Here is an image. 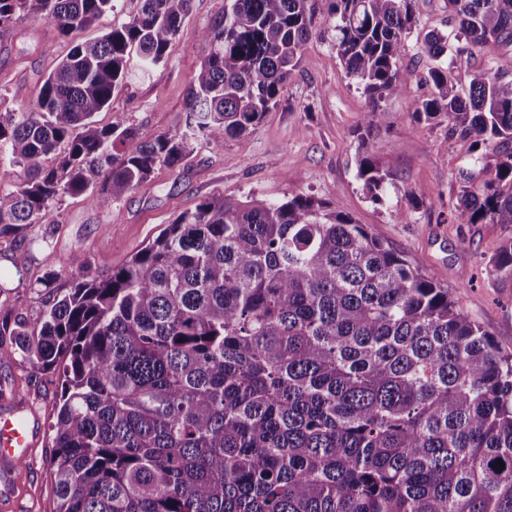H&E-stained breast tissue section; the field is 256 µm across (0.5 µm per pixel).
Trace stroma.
Here are the masks:
<instances>
[{"label": "stroma", "instance_id": "obj_1", "mask_svg": "<svg viewBox=\"0 0 512 512\" xmlns=\"http://www.w3.org/2000/svg\"><path fill=\"white\" fill-rule=\"evenodd\" d=\"M226 3L192 0L181 35L149 72H141L139 56L131 55L127 85L113 96L111 109L96 114L98 125L122 114L141 142L178 127L204 55L195 35L223 14ZM140 7L141 0H116L93 26L66 38L39 17L0 32V97L15 109L36 101L48 74L75 44L121 26ZM331 25L326 15L315 16L301 72L285 86L280 104L246 135L199 145L178 166L157 168L111 207L69 196L49 223L30 227L16 239H0V311L36 324L57 292L72 285L71 274L61 266L63 256L86 254L90 276L122 267L205 198L251 195L284 201L303 193L367 225L421 271L441 276L461 310L491 334L501 353L512 354V277L497 273L492 264L512 234L497 224L469 223L460 208V173L471 163L467 143L452 135L447 123L411 117L416 99L431 91L425 78L434 61L422 50L424 36L457 33L447 0H417L415 27L401 62L402 71L412 76V92L383 101L395 121L371 134L374 158L391 175L379 201L357 177L355 131L363 124L367 100L343 74L329 42ZM48 277L53 283L47 287ZM0 389L31 405L39 418L26 465L14 473L13 512H56L48 424L58 403L57 384L16 355L0 360Z\"/></svg>", "mask_w": 512, "mask_h": 512}]
</instances>
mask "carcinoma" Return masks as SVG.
<instances>
[{
    "label": "carcinoma",
    "mask_w": 512,
    "mask_h": 512,
    "mask_svg": "<svg viewBox=\"0 0 512 512\" xmlns=\"http://www.w3.org/2000/svg\"><path fill=\"white\" fill-rule=\"evenodd\" d=\"M192 0H142L137 15L78 44L15 111L0 102V239L44 224L67 196L109 207L158 166L238 137L278 106L323 13L347 78L371 108L358 178L374 200L379 102L411 93L401 71L416 0H230L197 33L204 57L183 123L132 145L121 114L101 127L136 50L161 62ZM115 0H0V28L33 14L67 36ZM460 46L430 33L431 94L414 118L444 117L497 142L496 174L461 172L472 224L512 229V0H448ZM499 47L460 93L453 53ZM62 153H57L59 147ZM35 327L6 342L58 375L50 429L57 512H512V355L425 273L328 202L294 194L209 197L124 267L84 275ZM512 276V238L493 260ZM503 461L496 469L494 464Z\"/></svg>",
    "instance_id": "cac0c4a2"
}]
</instances>
